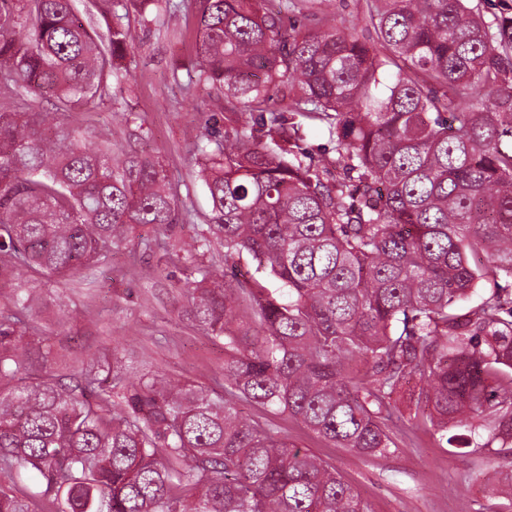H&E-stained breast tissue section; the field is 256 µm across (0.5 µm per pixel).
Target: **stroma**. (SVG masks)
I'll return each mask as SVG.
<instances>
[{"label":"stroma","instance_id":"stroma-1","mask_svg":"<svg viewBox=\"0 0 512 512\" xmlns=\"http://www.w3.org/2000/svg\"><path fill=\"white\" fill-rule=\"evenodd\" d=\"M76 17L98 35H106L104 12L128 15L134 42L117 65L126 76L111 103L89 111L80 106L59 114L61 123L79 130L87 146H96L102 128L112 131V155L149 154L164 165L176 196L178 224L168 228L137 226L94 273L58 280L26 273L28 288L44 306L35 324L54 338L67 361L119 355L125 382L161 372L224 393V344L207 336L191 313L189 288L199 266L224 268V243L216 239L205 255L175 260L193 237L208 233L212 203L200 177L204 152L215 151L231 130L224 123V94L195 81L197 20L191 0L179 9L153 0L145 16L126 14V0H73ZM288 20L316 27L325 15L362 23L365 0H288ZM305 163L322 168L329 183L354 185L355 174L336 166V143L320 122L304 124L299 143ZM391 427L394 448L366 458L333 447L288 413L261 412L246 403V417H265L280 435L334 468L357 490L372 512H458L469 502L473 512H512V495L487 503L484 488L469 479L474 471L492 473L494 448H456L430 425L413 420L411 386L396 397Z\"/></svg>","mask_w":512,"mask_h":512}]
</instances>
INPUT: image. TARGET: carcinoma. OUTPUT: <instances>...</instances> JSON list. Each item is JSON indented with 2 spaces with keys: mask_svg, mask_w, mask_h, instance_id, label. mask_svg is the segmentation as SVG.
<instances>
[{
  "mask_svg": "<svg viewBox=\"0 0 512 512\" xmlns=\"http://www.w3.org/2000/svg\"><path fill=\"white\" fill-rule=\"evenodd\" d=\"M483 0H367L373 32L326 17L284 25L266 0H194L198 79L224 89L232 138L207 158L224 263L249 254L288 297L200 268L192 313L224 341V395L162 373L114 395L119 360L59 365L30 325L26 288L0 310V512H371L315 456L238 402L288 413L359 455L394 446L395 392L416 408L512 443V292L468 312L482 280L512 278V12ZM133 34L101 46L72 0H0V282L91 271L134 226L177 223L162 164L112 159L34 102L112 101ZM336 138L361 201L304 163V121ZM69 382H64V379ZM512 489V460L485 484Z\"/></svg>",
  "mask_w": 512,
  "mask_h": 512,
  "instance_id": "1",
  "label": "carcinoma"
}]
</instances>
